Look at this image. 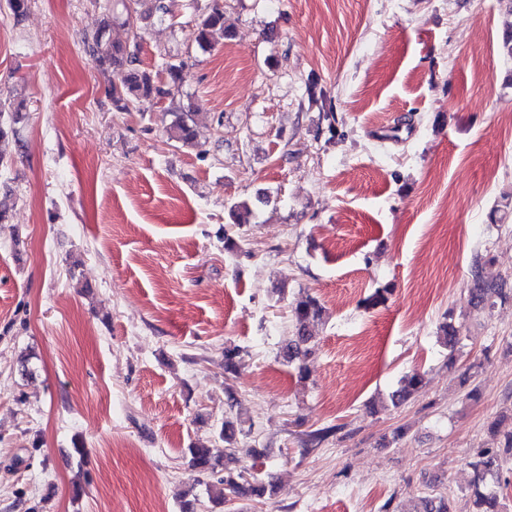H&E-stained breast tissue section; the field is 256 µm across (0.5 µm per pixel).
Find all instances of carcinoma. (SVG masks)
<instances>
[{"label":"carcinoma","instance_id":"cac0c4a2","mask_svg":"<svg viewBox=\"0 0 512 512\" xmlns=\"http://www.w3.org/2000/svg\"><path fill=\"white\" fill-rule=\"evenodd\" d=\"M166 14L165 0H112V20L121 22L125 28V40H112L105 26L84 38L86 51L99 65L112 69L113 80L109 94L116 111L129 112L137 104L169 96L184 81L186 63L183 60L168 61L160 70L154 72L143 68L140 60L142 33L132 32L129 26L131 17L139 23L152 17L161 20ZM222 39L224 4L221 0H213L209 12L198 21L197 43L204 50ZM168 135L171 140L184 147L197 146L195 113L189 110L174 113ZM473 282L470 304L479 310L494 308L496 299L501 294L484 284L477 269L473 271ZM291 311L298 320L299 327L296 339L288 344L287 356L290 361L298 362V372L303 378L309 372L308 361L314 354L315 347L314 337L309 333V323L320 316L322 308L315 297L307 294L291 302ZM439 330L440 343L449 352H455L460 343L455 329L444 323ZM423 385L424 378L418 372L404 376L400 386L391 394L392 402L397 406L402 404ZM240 432L238 422L226 416L218 433L219 439L227 444L224 455L213 454L206 443H197L188 449V463L214 479L211 483L214 500L224 505L231 501L228 497L230 493L238 500L257 502L271 497L274 493L272 482L249 475L236 466L233 444ZM508 455L512 457V431L502 435L498 447L479 450L469 462L473 473L474 512H503L498 491L486 487V481L498 477Z\"/></svg>","mask_w":512,"mask_h":512}]
</instances>
